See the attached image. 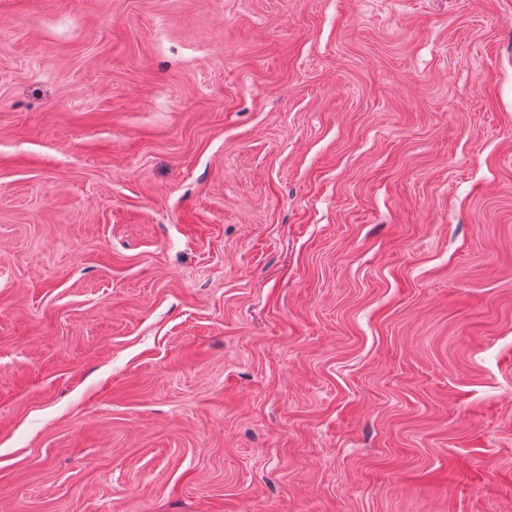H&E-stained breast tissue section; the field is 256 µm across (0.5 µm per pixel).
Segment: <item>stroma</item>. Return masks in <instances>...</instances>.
Here are the masks:
<instances>
[{
    "instance_id": "35a3bbf8",
    "label": "stroma",
    "mask_w": 512,
    "mask_h": 512,
    "mask_svg": "<svg viewBox=\"0 0 512 512\" xmlns=\"http://www.w3.org/2000/svg\"><path fill=\"white\" fill-rule=\"evenodd\" d=\"M0 512H512V0H0Z\"/></svg>"
}]
</instances>
